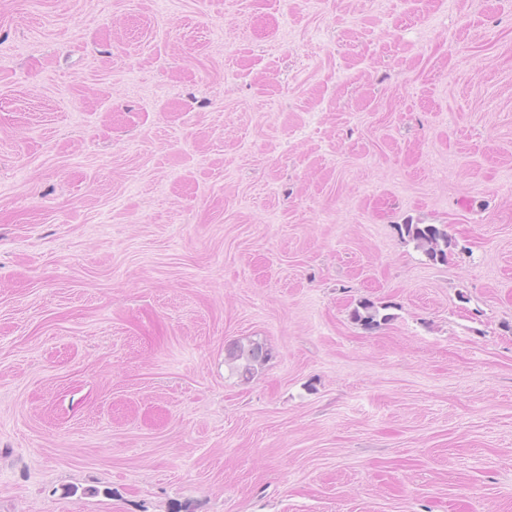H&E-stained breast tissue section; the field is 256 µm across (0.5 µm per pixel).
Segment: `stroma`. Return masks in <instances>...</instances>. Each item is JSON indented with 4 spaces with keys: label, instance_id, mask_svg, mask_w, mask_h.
I'll return each instance as SVG.
<instances>
[{
    "label": "stroma",
    "instance_id": "1",
    "mask_svg": "<svg viewBox=\"0 0 512 512\" xmlns=\"http://www.w3.org/2000/svg\"><path fill=\"white\" fill-rule=\"evenodd\" d=\"M0 512H512V0H0ZM404 232L431 261H444L448 250V233L433 224H407ZM270 351L265 344L249 341L247 344L234 343L225 351V363L232 373L244 380L250 379L258 366L263 365L269 358Z\"/></svg>",
    "mask_w": 512,
    "mask_h": 512
}]
</instances>
